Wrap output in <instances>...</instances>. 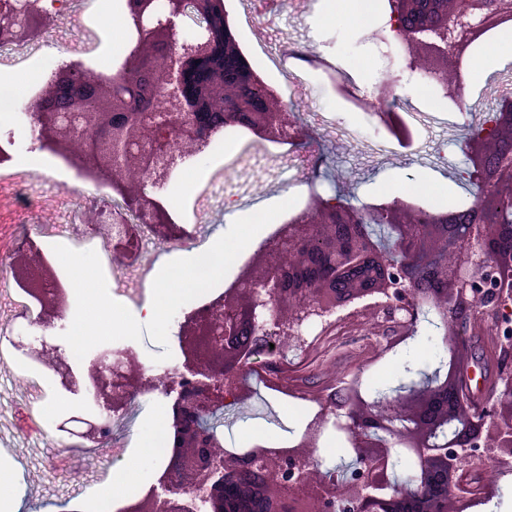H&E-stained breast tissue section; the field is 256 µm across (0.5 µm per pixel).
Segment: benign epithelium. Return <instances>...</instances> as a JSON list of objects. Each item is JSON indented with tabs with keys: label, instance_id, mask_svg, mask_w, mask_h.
Segmentation results:
<instances>
[{
	"label": "benign epithelium",
	"instance_id": "benign-epithelium-1",
	"mask_svg": "<svg viewBox=\"0 0 512 512\" xmlns=\"http://www.w3.org/2000/svg\"><path fill=\"white\" fill-rule=\"evenodd\" d=\"M124 8L133 45L116 73L64 64L25 111L40 148L65 151L135 214L132 229L109 238L113 254L135 262L144 228L160 243L191 236L161 194L180 162L204 152L226 126L290 144L297 117L242 51L225 0H124ZM389 8L409 66L463 109L459 62L493 21L512 16V0H389ZM187 19L196 32L181 40ZM49 21L40 0H3L0 48L34 41ZM497 101L491 128L465 140L470 205L434 211L396 197L354 207L312 194L232 286L185 314L177 333L183 362L174 372L146 374L132 348L113 364L104 353L86 369L74 368L63 346L45 335L68 308L67 294L45 296L50 276L34 242L14 254V282L40 303L36 317L20 308L15 318L43 332L14 347L50 368L63 394L90 392L100 407L97 415L63 420L59 431L102 448L131 399L157 393L168 404L166 464L124 512H459L496 494L512 472L511 373L480 411L444 378L372 401L354 384L314 400L287 448H228L217 419L224 407L251 397L240 375L252 356L263 354V371L280 380L287 351L306 342L305 325L360 303L378 308L376 324L402 339L415 332L423 310L431 311L452 357L472 327L484 326L504 337L502 362L512 365V329L486 310L512 300V224L504 220L512 204V93ZM380 117L410 145L398 114ZM373 215L387 226L388 240L372 233ZM110 223L112 209L92 207L91 234ZM329 427L342 432L360 462L349 474L319 468L316 452ZM480 449L483 477L470 488L462 461ZM406 455L414 458L420 491L396 480Z\"/></svg>",
	"mask_w": 512,
	"mask_h": 512
}]
</instances>
